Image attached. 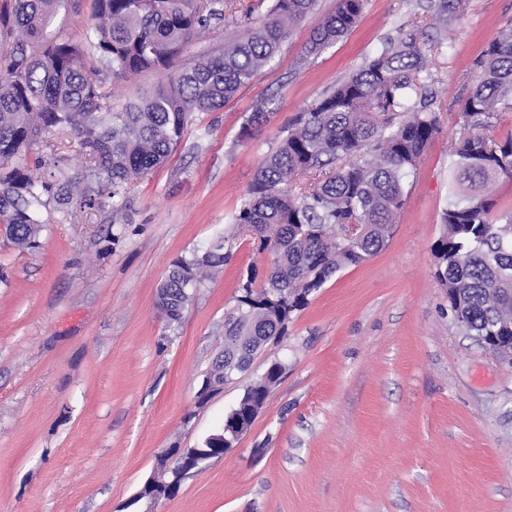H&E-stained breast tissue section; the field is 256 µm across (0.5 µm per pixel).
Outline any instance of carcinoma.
<instances>
[{"instance_id":"1","label":"carcinoma","mask_w":512,"mask_h":512,"mask_svg":"<svg viewBox=\"0 0 512 512\" xmlns=\"http://www.w3.org/2000/svg\"><path fill=\"white\" fill-rule=\"evenodd\" d=\"M364 0H336L306 45L316 54L345 35ZM68 0H0V169L45 134L70 132L93 160L99 199H116L139 175L163 163L196 112H211L278 53L295 25L314 14L316 0H274L258 23L218 53L180 68L168 84L120 112L102 111L103 80L93 77L80 47L47 29ZM225 16L224 0H96L86 40L112 87L148 70H168L208 22ZM427 60L416 34L390 44L302 113L268 154L232 217L238 231L273 254L259 275L247 268L236 303L224 317V347L206 376L221 383L229 354L264 336H284L308 297L336 273L381 250L403 208L407 181L439 133ZM512 111V26L488 43L476 64L448 157L451 181L443 229L433 246L436 277L448 288L457 322L490 345H512V210L494 211L490 186L512 180V136L489 137L501 112ZM268 122L258 104L242 127L250 137ZM329 170L301 196L296 178ZM54 185L23 166L0 174V215L19 247L41 229L44 197ZM227 237L203 254L169 266L157 305L172 323L230 257Z\"/></svg>"}]
</instances>
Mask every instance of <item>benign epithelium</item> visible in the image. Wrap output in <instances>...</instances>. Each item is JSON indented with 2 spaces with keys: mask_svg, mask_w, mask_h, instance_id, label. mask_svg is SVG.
I'll return each instance as SVG.
<instances>
[{
  "mask_svg": "<svg viewBox=\"0 0 512 512\" xmlns=\"http://www.w3.org/2000/svg\"><path fill=\"white\" fill-rule=\"evenodd\" d=\"M248 406L250 410L244 413L233 409L226 416L224 434L219 445H212L208 437L201 447L180 448L175 452L166 449L156 456L154 474L136 496L139 501H147L144 512H155L153 506L160 499L173 496L184 479L201 474L210 461L223 458L235 447L237 441L251 429L258 414L254 410V403L250 402Z\"/></svg>",
  "mask_w": 512,
  "mask_h": 512,
  "instance_id": "1",
  "label": "benign epithelium"
}]
</instances>
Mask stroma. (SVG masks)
Returning a JSON list of instances; mask_svg holds the SVG:
<instances>
[{"label": "stroma", "instance_id": "35a3bbf8", "mask_svg": "<svg viewBox=\"0 0 512 512\" xmlns=\"http://www.w3.org/2000/svg\"><path fill=\"white\" fill-rule=\"evenodd\" d=\"M230 2L245 17L211 21L183 61L222 47L273 0ZM433 3L364 0L343 38L308 55L316 18L336 7L318 0L315 18L224 108L194 114L121 207L49 200L29 248L0 225V512H142L135 495L157 454L202 446L276 361L285 371L251 430L156 512H512V366L459 326L432 252L461 106L477 58L512 22V0H461L444 27ZM94 10V0H77L49 31L82 41ZM416 28L440 131L387 245L333 276L250 373L198 404L239 277L266 270L271 256L236 237L230 261L174 325L157 307L168 267L231 232L258 167L298 115ZM168 77L134 76L103 108L138 101ZM260 102L267 124L241 137ZM52 158L54 182L94 188L68 131L45 134L25 160Z\"/></svg>", "mask_w": 512, "mask_h": 512}]
</instances>
